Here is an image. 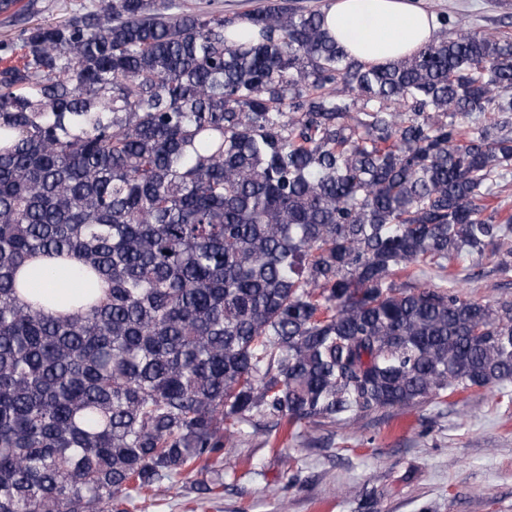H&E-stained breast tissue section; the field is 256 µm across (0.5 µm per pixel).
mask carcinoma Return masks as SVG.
<instances>
[{"label":"carcinoma","mask_w":512,"mask_h":512,"mask_svg":"<svg viewBox=\"0 0 512 512\" xmlns=\"http://www.w3.org/2000/svg\"><path fill=\"white\" fill-rule=\"evenodd\" d=\"M251 25L238 39L232 28ZM385 65L290 0H90L0 40V512H120L293 429L512 382V38ZM74 256L71 310L23 269ZM457 290L464 296L491 305L512 301V273H501L496 260L486 252L471 260L466 270L459 272Z\"/></svg>","instance_id":"carcinoma-1"}]
</instances>
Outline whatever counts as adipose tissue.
I'll list each match as a JSON object with an SVG mask.
<instances>
[{
    "label": "adipose tissue",
    "instance_id": "ef3b65f1",
    "mask_svg": "<svg viewBox=\"0 0 512 512\" xmlns=\"http://www.w3.org/2000/svg\"><path fill=\"white\" fill-rule=\"evenodd\" d=\"M330 34L348 54L365 63L379 64L416 53L433 40L436 26L423 0H332L325 10ZM63 274L50 270L49 261L36 259L27 275L46 295L77 294L80 283L72 273L76 260L62 263Z\"/></svg>",
    "mask_w": 512,
    "mask_h": 512
}]
</instances>
